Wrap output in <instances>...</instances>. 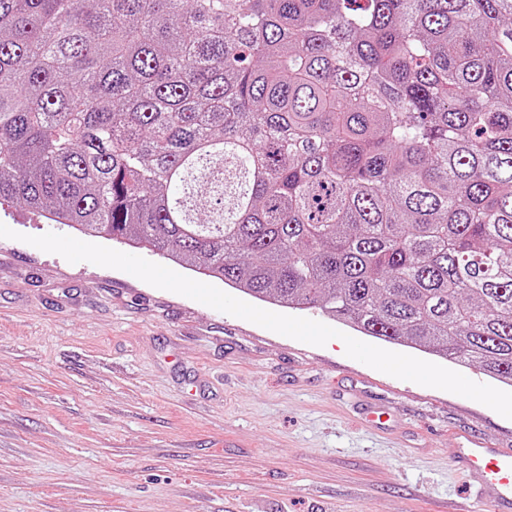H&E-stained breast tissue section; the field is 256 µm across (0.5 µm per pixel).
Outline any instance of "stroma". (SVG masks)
<instances>
[{
    "label": "stroma",
    "mask_w": 512,
    "mask_h": 512,
    "mask_svg": "<svg viewBox=\"0 0 512 512\" xmlns=\"http://www.w3.org/2000/svg\"><path fill=\"white\" fill-rule=\"evenodd\" d=\"M0 223L69 232L15 203ZM463 427L512 449V419L341 340L0 238V512H445Z\"/></svg>",
    "instance_id": "stroma-1"
}]
</instances>
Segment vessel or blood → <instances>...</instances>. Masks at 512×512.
<instances>
[{"label": "vessel or blood", "mask_w": 512, "mask_h": 512, "mask_svg": "<svg viewBox=\"0 0 512 512\" xmlns=\"http://www.w3.org/2000/svg\"><path fill=\"white\" fill-rule=\"evenodd\" d=\"M458 459L477 494L464 499L452 512H512V451L465 432Z\"/></svg>", "instance_id": "1"}]
</instances>
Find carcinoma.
<instances>
[{
  "label": "carcinoma",
  "mask_w": 512,
  "mask_h": 512,
  "mask_svg": "<svg viewBox=\"0 0 512 512\" xmlns=\"http://www.w3.org/2000/svg\"><path fill=\"white\" fill-rule=\"evenodd\" d=\"M512 386V0H0V202Z\"/></svg>",
  "instance_id": "1"
}]
</instances>
